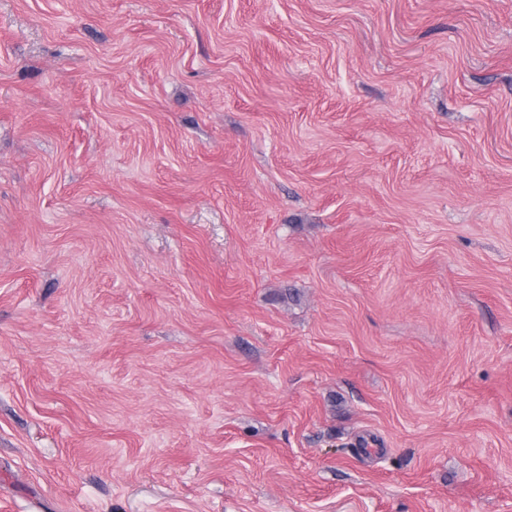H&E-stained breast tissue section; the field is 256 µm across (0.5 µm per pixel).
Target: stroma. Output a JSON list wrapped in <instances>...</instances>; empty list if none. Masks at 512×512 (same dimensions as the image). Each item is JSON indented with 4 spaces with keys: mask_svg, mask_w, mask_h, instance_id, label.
<instances>
[{
    "mask_svg": "<svg viewBox=\"0 0 512 512\" xmlns=\"http://www.w3.org/2000/svg\"><path fill=\"white\" fill-rule=\"evenodd\" d=\"M0 512H512V0H0Z\"/></svg>",
    "mask_w": 512,
    "mask_h": 512,
    "instance_id": "35a3bbf8",
    "label": "stroma"
}]
</instances>
